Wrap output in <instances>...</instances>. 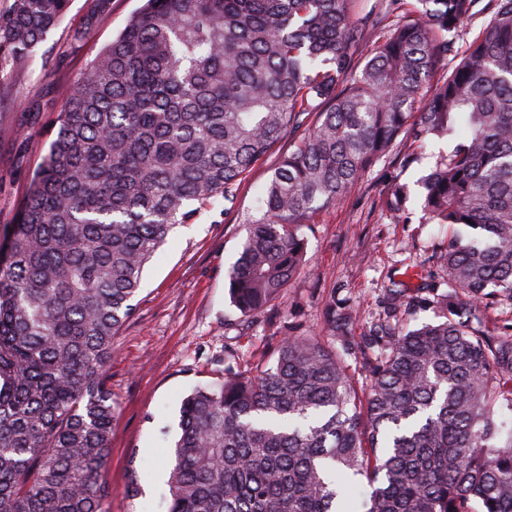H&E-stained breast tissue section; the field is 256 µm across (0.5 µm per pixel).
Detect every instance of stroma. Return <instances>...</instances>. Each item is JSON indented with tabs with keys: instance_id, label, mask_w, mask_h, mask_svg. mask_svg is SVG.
<instances>
[{
	"instance_id": "35a3bbf8",
	"label": "stroma",
	"mask_w": 512,
	"mask_h": 512,
	"mask_svg": "<svg viewBox=\"0 0 512 512\" xmlns=\"http://www.w3.org/2000/svg\"><path fill=\"white\" fill-rule=\"evenodd\" d=\"M88 0H71L61 25L39 48L29 67L0 81V235L6 233L54 138L63 95L87 60L122 30L141 0H112L107 20L87 23ZM41 109L23 112L19 102ZM289 141L279 142L242 182L232 209L223 202L203 207L193 223L177 225L149 263L133 301L134 310L117 331L106 386L116 406L107 478L108 512H167L172 445L182 399L194 389L219 384L229 367L271 362L286 336H324V306L353 312L351 334L363 336L387 311V290L406 269L410 288L446 290L441 257L448 244L444 224L407 222L387 211V184L374 169L335 207L304 223L305 266L285 297L256 320L241 318L231 305L226 272L236 260L246 224L258 217V196ZM404 170L411 182L447 154L446 141L411 150L399 142L386 166Z\"/></svg>"
}]
</instances>
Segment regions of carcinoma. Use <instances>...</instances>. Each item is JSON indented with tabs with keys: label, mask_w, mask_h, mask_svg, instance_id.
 <instances>
[{
	"label": "carcinoma",
	"mask_w": 512,
	"mask_h": 512,
	"mask_svg": "<svg viewBox=\"0 0 512 512\" xmlns=\"http://www.w3.org/2000/svg\"><path fill=\"white\" fill-rule=\"evenodd\" d=\"M70 0L0 8V77ZM145 0L95 53L0 243V512H106L103 377L143 272L178 224L286 138L227 272L251 318L302 269L298 225L400 139L452 147L418 181L448 237L439 320L284 338L270 365L183 398L168 512H512V0ZM488 13L463 39L460 26ZM382 29L358 58L366 29ZM389 175L384 206L408 211ZM397 308L420 303L402 281ZM363 361L361 377L349 359Z\"/></svg>",
	"instance_id": "cac0c4a2"
}]
</instances>
